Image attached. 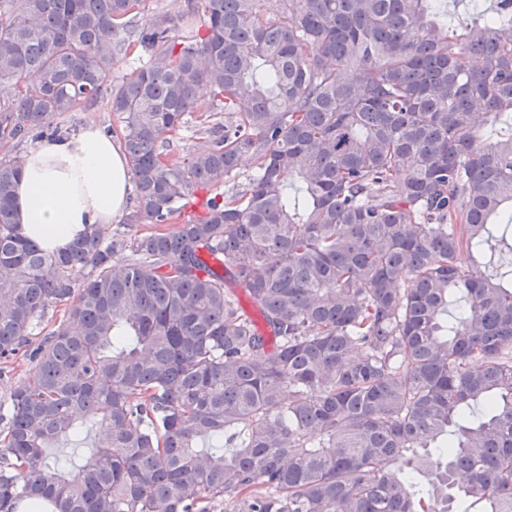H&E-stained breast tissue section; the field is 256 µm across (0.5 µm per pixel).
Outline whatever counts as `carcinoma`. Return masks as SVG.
<instances>
[{
  "instance_id": "carcinoma-1",
  "label": "carcinoma",
  "mask_w": 512,
  "mask_h": 512,
  "mask_svg": "<svg viewBox=\"0 0 512 512\" xmlns=\"http://www.w3.org/2000/svg\"><path fill=\"white\" fill-rule=\"evenodd\" d=\"M261 2L0 0V145L107 101L153 225L46 251L0 159V512H512V5ZM193 112L224 120L176 155ZM436 12L440 19L447 24L458 21L473 20L487 15L491 11L490 0H435ZM31 365L29 358L22 356L21 353L7 364L0 360V368H6L5 376L0 377V400L7 398L13 384L28 373ZM93 434L94 432L91 429H86L80 437L60 444L59 447L53 449L52 452H56L58 455L70 458L75 463H79L84 455H86L88 451L87 448H91Z\"/></svg>"
}]
</instances>
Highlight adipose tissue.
Wrapping results in <instances>:
<instances>
[{"label": "adipose tissue", "instance_id": "adipose-tissue-1", "mask_svg": "<svg viewBox=\"0 0 512 512\" xmlns=\"http://www.w3.org/2000/svg\"><path fill=\"white\" fill-rule=\"evenodd\" d=\"M129 191L123 151L90 125L28 151L15 185L16 219L25 235L58 251L90 227L119 220Z\"/></svg>", "mask_w": 512, "mask_h": 512}]
</instances>
